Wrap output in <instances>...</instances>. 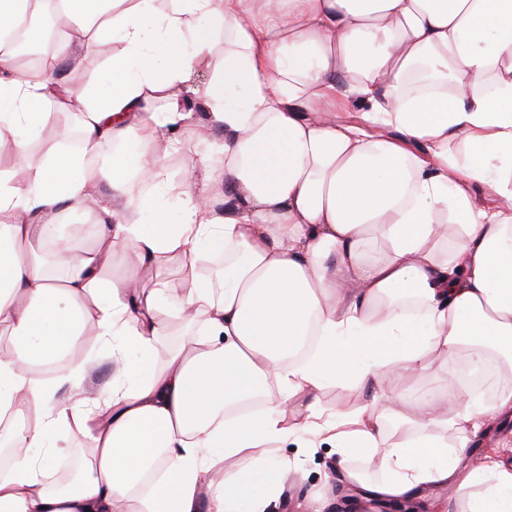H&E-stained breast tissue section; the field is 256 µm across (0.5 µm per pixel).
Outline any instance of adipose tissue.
Returning <instances> with one entry per match:
<instances>
[{
  "instance_id": "1",
  "label": "adipose tissue",
  "mask_w": 512,
  "mask_h": 512,
  "mask_svg": "<svg viewBox=\"0 0 512 512\" xmlns=\"http://www.w3.org/2000/svg\"><path fill=\"white\" fill-rule=\"evenodd\" d=\"M38 8L0 0V416L23 420L0 512H268L292 469L277 447L299 435L335 440L339 496L460 478L482 488L470 512H512L511 471L459 469L512 391L486 406L453 379L440 399L380 389L440 354L512 377V0H59L77 29L32 71L7 46ZM91 41L116 46L104 80L57 81ZM204 68L224 144L178 186L174 221L165 158ZM351 99L365 126L340 119ZM54 102L78 105L81 147L25 167ZM75 214L91 245L63 231ZM127 252L139 279L112 273ZM89 335L99 357L62 362ZM102 357L120 365L103 387ZM336 382L375 393L319 420ZM59 430L88 451L77 475L48 445Z\"/></svg>"
}]
</instances>
